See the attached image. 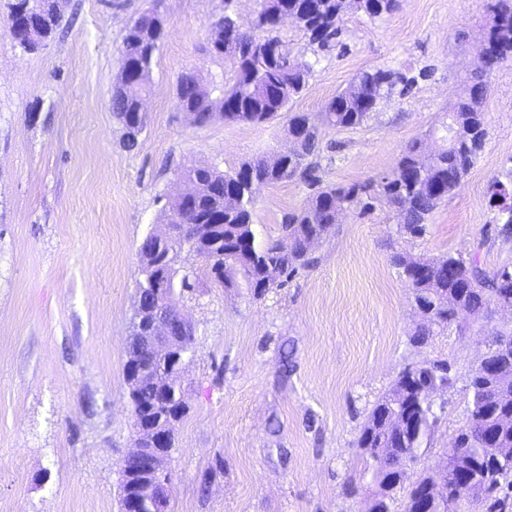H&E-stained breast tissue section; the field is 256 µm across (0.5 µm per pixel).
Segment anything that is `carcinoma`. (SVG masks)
<instances>
[{
    "label": "carcinoma",
    "instance_id": "cac0c4a2",
    "mask_svg": "<svg viewBox=\"0 0 512 512\" xmlns=\"http://www.w3.org/2000/svg\"><path fill=\"white\" fill-rule=\"evenodd\" d=\"M27 13L36 18L33 44L46 41L60 23V11L48 0H26ZM224 0V15L210 32V52L237 64L234 84L219 98L192 73L182 77L177 103L198 126L206 125L220 112L224 120L262 123L287 113V132L296 151L274 158H257L229 171L208 164L191 165L182 171L191 195H177L164 209L166 223L174 218L186 224L187 235L196 245L184 246L181 239L147 233L138 247L141 273L165 257L179 262L187 252L206 266L211 279L228 292L245 291L260 299L282 287L288 279L313 267L310 242H321L335 230L336 210L358 208L366 211L373 201H385L400 211L397 239L390 244L389 261L401 271L410 288L413 303L426 309L411 336L416 345L427 343L437 329H444L461 317L478 321L491 306L512 308V264L489 272L478 259L465 260L446 253L424 257L400 247L399 240L425 235L433 212L454 193L482 153L486 139L471 145L439 137V143L425 149L414 142L406 148L397 167L375 184L323 186L314 175L317 163L310 158L319 152V134L325 128H352L367 121L384 95L399 90L407 93L415 78L389 67L359 74L349 88L333 97L323 111L314 115L289 112L287 105L305 87L314 62L291 54L275 35L280 16L290 14L302 20L301 29L313 46L311 53L330 47L339 34V24L349 12H362L375 20L396 9L398 0H264L245 29ZM161 13L154 8L128 27L122 47V69L112 92V112L124 129V146H137L139 134L130 128V114L147 93L156 52L163 41L159 29ZM486 60L479 61L481 75L512 59V3L496 0L492 24L484 37ZM487 84L480 79L465 89L453 111L444 114L441 130L448 123L465 128L485 119L480 109ZM300 176L312 188L307 203L284 216L279 234L269 236L254 224L256 192ZM490 199L497 203L496 234L512 241V171L506 180L496 177L489 185ZM147 279L138 284L135 308L155 305ZM451 364L436 360L412 366V377H397L391 388L371 407L360 430L362 450L359 479L369 487L366 512H393L400 492H405L403 512H414L424 480L446 481V471L466 467L482 482L488 472L485 436L497 434L502 445L512 447V379L506 375L487 379L471 372V395L467 424L454 438L445 462L405 485L402 468L418 458L430 445L436 424L433 399L448 384ZM130 410L146 414L154 408L147 388L129 390ZM499 489L491 497H471L448 491L434 501L433 512H459L467 506L479 512H512V459L496 470Z\"/></svg>",
    "mask_w": 512,
    "mask_h": 512
}]
</instances>
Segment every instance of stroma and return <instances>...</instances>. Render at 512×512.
<instances>
[{"mask_svg": "<svg viewBox=\"0 0 512 512\" xmlns=\"http://www.w3.org/2000/svg\"><path fill=\"white\" fill-rule=\"evenodd\" d=\"M13 0H0V512H120L119 461L133 446L123 374L139 278L137 248L166 234L164 205L186 190L179 170L287 152L285 118L261 124L213 117L203 127L177 105L195 74L229 86L236 68L207 50L224 0H162L168 33L134 150L112 114V89L130 21L151 0H61V25L37 50L11 47ZM492 0H399L372 20L344 16L339 44L321 54L293 112L316 113L361 72H410L409 94L381 99L371 119L324 129L322 185L389 175L413 141L432 143L477 71ZM488 136L424 237L403 248L512 260L494 232L493 178L512 170V61L487 79ZM309 188L299 178L262 187L255 223L277 235ZM399 211L386 203L341 214L318 264L264 298L216 287L194 258L178 268L192 287L177 308L195 329L181 373L186 413L169 462V512H364L356 441L373 403L399 372L448 359L454 382L435 399L431 444L409 477L444 462L465 424L471 369L512 312L494 308L410 345L420 317L389 261Z\"/></svg>", "mask_w": 512, "mask_h": 512, "instance_id": "obj_1", "label": "stroma"}]
</instances>
